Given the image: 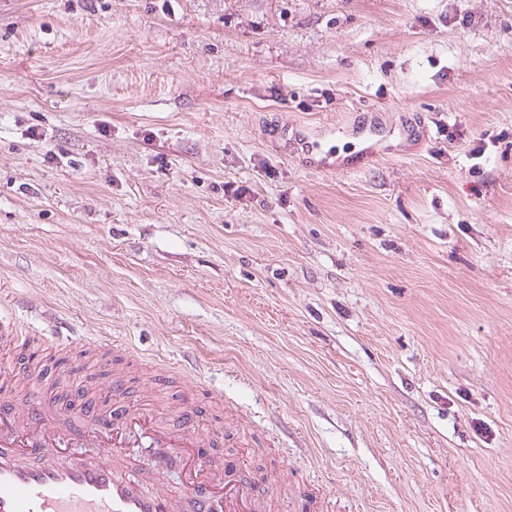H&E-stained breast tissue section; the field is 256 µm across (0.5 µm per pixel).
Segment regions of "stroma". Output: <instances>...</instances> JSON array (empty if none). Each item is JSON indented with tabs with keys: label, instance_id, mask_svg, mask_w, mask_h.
<instances>
[{
	"label": "stroma",
	"instance_id": "obj_1",
	"mask_svg": "<svg viewBox=\"0 0 512 512\" xmlns=\"http://www.w3.org/2000/svg\"><path fill=\"white\" fill-rule=\"evenodd\" d=\"M0 320L279 512H512V0H0Z\"/></svg>",
	"mask_w": 512,
	"mask_h": 512
}]
</instances>
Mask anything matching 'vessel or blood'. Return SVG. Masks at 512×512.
Segmentation results:
<instances>
[{"label":"vessel or blood","instance_id":"vessel-or-blood-1","mask_svg":"<svg viewBox=\"0 0 512 512\" xmlns=\"http://www.w3.org/2000/svg\"><path fill=\"white\" fill-rule=\"evenodd\" d=\"M111 427L76 423L61 429L40 392L0 414V512H175L171 492L144 486L117 458L148 451L149 471L186 469L182 497L189 512H270L271 504L244 478H226L221 458L204 452L190 426H168L155 409H122L121 384Z\"/></svg>","mask_w":512,"mask_h":512}]
</instances>
